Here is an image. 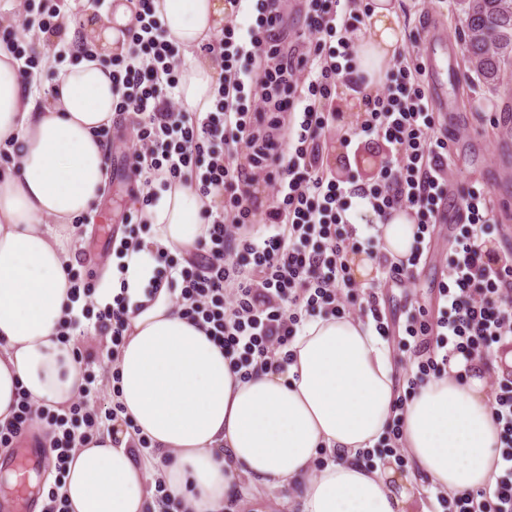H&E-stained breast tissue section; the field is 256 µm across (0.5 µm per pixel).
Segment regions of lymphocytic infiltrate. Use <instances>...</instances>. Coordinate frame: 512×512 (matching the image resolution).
I'll return each mask as SVG.
<instances>
[{
  "label": "lymphocytic infiltrate",
  "mask_w": 512,
  "mask_h": 512,
  "mask_svg": "<svg viewBox=\"0 0 512 512\" xmlns=\"http://www.w3.org/2000/svg\"><path fill=\"white\" fill-rule=\"evenodd\" d=\"M129 2V48L110 61L116 118L131 122L135 140L129 170L144 188V210L157 202L151 186L158 178L169 187L194 175L202 196H221V204L203 209L207 236L168 285L177 290L184 315L235 369L290 363L298 327L317 314L373 319L379 336L413 348L419 359L406 379L411 392L430 376H443L452 357L483 361L493 345L512 337V249L488 251L478 242L496 228L486 187H470L462 198L465 221L455 227L437 315L412 308L403 325H395L382 313L378 292L358 289L350 276L348 257L363 250L390 281L406 287L427 261L425 241L444 218L443 201L453 195L451 137L430 106L415 53L392 68L380 92L365 97L361 130L387 151L372 181L340 179L324 165L336 87L345 80L364 83L356 73L353 38L368 5L307 0V37L299 47L283 36L278 0H255L256 16L244 30L236 22L240 0H230L223 29L200 47L224 66L215 109L187 113L174 102L181 78L178 49L153 0ZM110 7V0H78L73 7L66 0H24L21 27L0 31V51L13 57L27 80L40 73L42 59L21 29L38 27L52 38L56 55L92 56L88 42L62 40L63 20L76 11ZM240 152L246 164L236 162ZM259 178L273 190V202L261 214L248 191ZM357 199L383 220L396 209L411 215L417 230L407 259L391 261L377 236H358L348 217ZM69 282L72 301L84 303L82 319L92 320L95 331L109 337L111 351H118L126 325L123 296L98 308L90 277L73 269ZM491 397L492 417L501 428L502 473L494 487L445 500V512H512V379L498 382ZM121 411L117 402L90 409L82 397L59 410L39 408L20 394L11 420L0 424V447L24 441L32 414L49 426L56 481L42 493V512H70L58 483L75 448L101 426L118 422Z\"/></svg>",
  "instance_id": "f902f5d3"
}]
</instances>
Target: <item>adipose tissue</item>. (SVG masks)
Returning <instances> with one entry per match:
<instances>
[{
    "label": "adipose tissue",
    "instance_id": "obj_1",
    "mask_svg": "<svg viewBox=\"0 0 512 512\" xmlns=\"http://www.w3.org/2000/svg\"><path fill=\"white\" fill-rule=\"evenodd\" d=\"M180 50L182 109L209 112L222 68L201 55L221 29L228 0H154ZM132 23L116 0L93 36L107 53L123 52ZM406 39L394 0H372L357 31V72L365 89L383 83ZM99 61L57 67L49 98L26 90L9 54L0 52V146L13 143L0 171V424L19 392L40 406L71 403L84 386L73 342L62 341L68 270L79 237L72 220L87 213L106 184L107 161L93 131L111 124L112 78ZM213 197L194 181L172 185L146 213L150 233L113 258L99 305L126 297L124 344L116 356L122 419L150 443L132 456L104 428L74 451L60 489L70 512H162L163 485L182 512H224L263 489H288L295 512H428L423 489L452 497L494 483L500 429L491 415L488 372L479 361L451 360L408 399L402 446L412 465L366 464L385 435L398 396L387 342L373 322L317 317L303 324L284 370L255 369L241 379L204 330L183 316L169 288H154L162 254L183 256L204 236L200 218ZM53 225L45 229L42 219ZM416 226L404 211L381 226L382 250L407 258ZM322 468H314L317 457Z\"/></svg>",
    "mask_w": 512,
    "mask_h": 512
}]
</instances>
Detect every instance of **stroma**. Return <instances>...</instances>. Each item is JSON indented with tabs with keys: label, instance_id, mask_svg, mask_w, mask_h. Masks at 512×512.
I'll use <instances>...</instances> for the list:
<instances>
[{
	"label": "stroma",
	"instance_id": "obj_1",
	"mask_svg": "<svg viewBox=\"0 0 512 512\" xmlns=\"http://www.w3.org/2000/svg\"><path fill=\"white\" fill-rule=\"evenodd\" d=\"M397 3L401 21L409 36L403 46L404 51L412 50L413 38L421 39L429 35L428 25L432 22L438 23L439 31L449 45L459 46L462 14L458 0H397ZM353 89L351 82L339 83L331 106L336 113L332 131L334 140L324 162L339 176L350 171L363 175V158L385 154L380 142L361 132L362 113L346 114L342 111V101ZM448 94L460 106L459 112L450 115L446 122L449 134L454 137L450 180L459 189L472 184L487 185L496 201L512 197V179L494 181L490 178L492 168L498 163L502 144L512 143V116L505 111L506 105L512 103V67L504 70L499 85L492 90L478 82L467 62H460L458 77L449 85ZM344 134L351 136L354 151H346L340 146L338 139ZM115 136L117 147L108 159L107 186L88 216L86 233L78 249L83 256L84 271L95 273L100 280L104 279L112 258L113 228L123 227L125 215L138 206L135 184L130 178L128 166L133 132L125 125L116 131ZM450 247L447 225L438 226L430 241L429 260L417 267L412 287L391 290L390 309H398L408 302L435 309L437 285L447 273L446 256ZM75 336L77 347L92 358L88 369L95 381L88 405L95 409L110 406L112 379L105 364L110 340L97 335L92 323L86 321L82 322Z\"/></svg>",
	"mask_w": 512,
	"mask_h": 512
}]
</instances>
